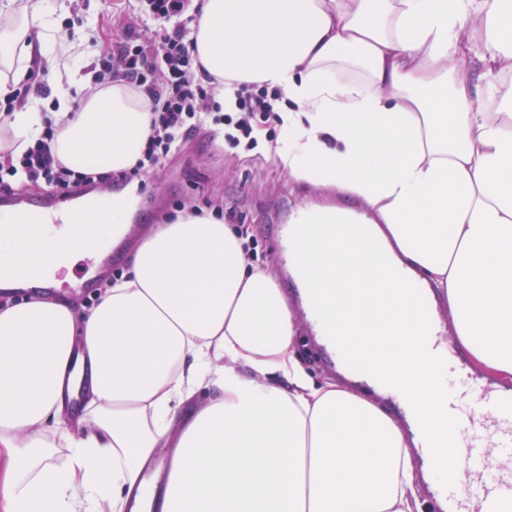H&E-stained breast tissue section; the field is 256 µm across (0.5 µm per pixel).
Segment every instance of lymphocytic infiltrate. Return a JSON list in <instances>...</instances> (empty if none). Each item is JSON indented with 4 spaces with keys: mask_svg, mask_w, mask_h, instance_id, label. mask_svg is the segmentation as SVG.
I'll return each instance as SVG.
<instances>
[{
    "mask_svg": "<svg viewBox=\"0 0 512 512\" xmlns=\"http://www.w3.org/2000/svg\"><path fill=\"white\" fill-rule=\"evenodd\" d=\"M187 0H140L137 12L121 26L111 51L96 57L94 87L115 82L129 85L146 99L151 111V133L143 155L131 168L94 175L64 166L51 150L56 134L46 126L22 154L0 159V190L18 180L30 187L46 183L68 195L84 185L129 184L158 174L170 156L201 132L223 134L230 147H255L252 122L256 117L278 120L275 97L265 90L242 86L235 92L237 111H222L216 96L218 79L199 62Z\"/></svg>",
    "mask_w": 512,
    "mask_h": 512,
    "instance_id": "lymphocytic-infiltrate-1",
    "label": "lymphocytic infiltrate"
}]
</instances>
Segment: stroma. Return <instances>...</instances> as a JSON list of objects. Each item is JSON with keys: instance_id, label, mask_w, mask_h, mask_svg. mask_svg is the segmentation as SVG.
<instances>
[{"instance_id": "obj_1", "label": "stroma", "mask_w": 512, "mask_h": 512, "mask_svg": "<svg viewBox=\"0 0 512 512\" xmlns=\"http://www.w3.org/2000/svg\"><path fill=\"white\" fill-rule=\"evenodd\" d=\"M58 17L67 20L71 12L87 19V38L94 48L60 44L58 56L72 59L82 69H89L97 50L110 44L113 18L131 11L130 0H58ZM258 146L253 150L231 148L223 137H195L171 155L165 169L147 182L138 195L131 221L141 232H148L161 222L162 214L179 216L201 208L211 215L215 205L231 213V221L251 232L248 257L259 268L272 269L286 294L295 286L287 276L282 259L281 225L290 223L298 208L305 205L334 204L335 193L292 181L287 171L274 164L272 150L282 136L273 122H256Z\"/></svg>"}]
</instances>
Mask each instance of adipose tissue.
I'll use <instances>...</instances> for the list:
<instances>
[{"label":"adipose tissue","instance_id":"ef3b65f1","mask_svg":"<svg viewBox=\"0 0 512 512\" xmlns=\"http://www.w3.org/2000/svg\"><path fill=\"white\" fill-rule=\"evenodd\" d=\"M0 0V96L33 52L51 56L52 0ZM195 52L226 85L281 88L274 159L297 182L357 201L358 223L282 237L299 299L250 266L249 233L186 215L143 235L130 275L82 312L53 296L0 306V512H414L406 422L352 372L314 385L295 357L300 319L335 329L401 377L400 403L433 407L419 317L395 273L435 288L451 343L512 380V0H203ZM13 113L0 151L53 122L51 150L88 173L132 167L151 111L116 82L72 111ZM357 68L361 78H346ZM135 190L47 226L54 244L127 231ZM205 405L191 406L200 390ZM172 446L163 494L145 477Z\"/></svg>","mask_w":512,"mask_h":512}]
</instances>
